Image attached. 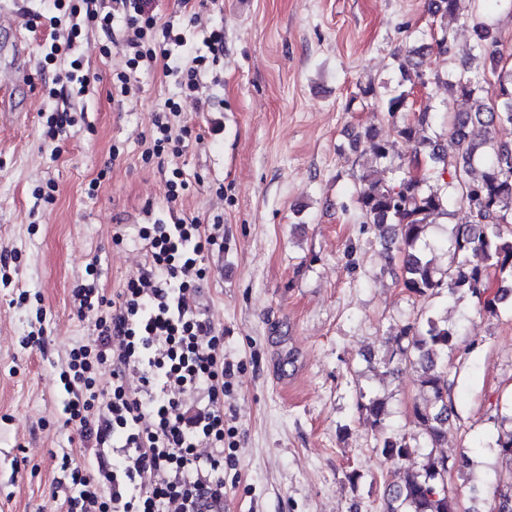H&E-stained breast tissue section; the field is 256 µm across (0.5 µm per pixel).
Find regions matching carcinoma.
<instances>
[{
	"label": "carcinoma",
	"mask_w": 512,
	"mask_h": 512,
	"mask_svg": "<svg viewBox=\"0 0 512 512\" xmlns=\"http://www.w3.org/2000/svg\"><path fill=\"white\" fill-rule=\"evenodd\" d=\"M476 37L474 60L486 66L469 68L448 75V94L471 102L470 109L448 117V142L453 150V181L441 184L435 168L414 174L398 164L391 183L381 182L364 174L356 189L357 208L362 223L381 228L396 227L404 246L402 283L418 296L435 294L446 287L448 294L465 292L476 298L481 310L491 315L500 313L501 305L512 298L511 288H499L491 295L486 289L491 272L512 279V145L497 143L492 130L500 125H512V66L503 64L504 49L494 28L476 14L471 16ZM440 53L449 56L453 36L448 25L440 23L433 33ZM406 78L425 86L430 75L422 59L402 66ZM498 86L497 100L488 101L485 84ZM413 90L402 91L383 102L384 111L394 118L400 112L414 113V120L397 127L398 137L428 150V157L439 162L448 151L426 136L437 121L430 108L414 109L410 102ZM372 156L387 159L394 145L367 134ZM483 166L480 176L472 175L475 166ZM453 204L467 207L469 221L457 225L449 245L447 264L439 267L425 255L421 246L426 226L440 214H448ZM456 332L431 315L401 327L394 336L395 351L384 359L385 364L416 360L422 370L421 387L428 398L415 408V418L432 450L424 455L421 470L406 473L400 484L389 488L388 512H458L457 494L448 490L445 475L449 459L433 448L444 441L448 423L455 415L450 396L451 384L445 373L448 349L454 345ZM359 409L365 411L375 447L386 459L408 461L416 452L406 437H391L382 433L388 415L386 403L377 397L360 394ZM497 454L512 464V428L498 434Z\"/></svg>",
	"instance_id": "carcinoma-1"
}]
</instances>
